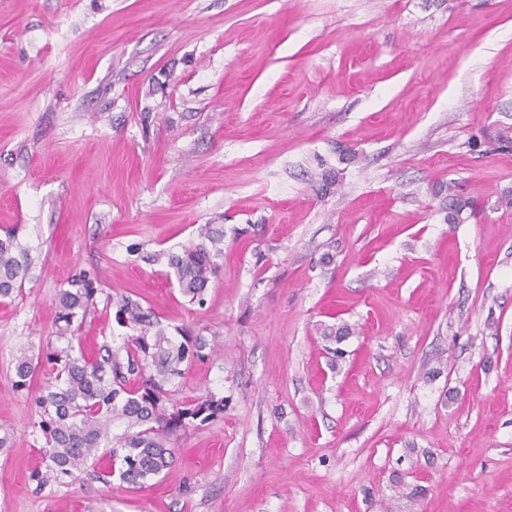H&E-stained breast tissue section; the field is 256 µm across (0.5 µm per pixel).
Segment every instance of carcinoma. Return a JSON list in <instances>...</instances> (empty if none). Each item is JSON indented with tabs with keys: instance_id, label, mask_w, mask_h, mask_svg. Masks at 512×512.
Segmentation results:
<instances>
[{
	"instance_id": "1",
	"label": "carcinoma",
	"mask_w": 512,
	"mask_h": 512,
	"mask_svg": "<svg viewBox=\"0 0 512 512\" xmlns=\"http://www.w3.org/2000/svg\"><path fill=\"white\" fill-rule=\"evenodd\" d=\"M223 258L222 224L201 225L178 252L162 249L143 256L148 264L165 265L180 294L200 307ZM33 268L30 248L15 232L0 236V300L22 293ZM98 293L91 273L74 275L56 294L61 345L43 358L22 352L12 360L14 389L30 395L38 415L29 427L45 460V470L31 474L39 488L50 481L72 482L75 472L89 465L109 491L114 478L140 490L172 465L180 433L224 412V398L212 394L187 403L174 400L175 381L192 362L206 357L209 343L189 333L179 341L168 335L155 312L132 293L107 298L116 326L124 330L122 343L105 336L96 350L85 351L79 331ZM43 363L51 365L53 376L33 393ZM118 421L125 430L113 437L112 424Z\"/></svg>"
}]
</instances>
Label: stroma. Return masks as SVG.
<instances>
[{
  "label": "stroma",
  "instance_id": "stroma-1",
  "mask_svg": "<svg viewBox=\"0 0 512 512\" xmlns=\"http://www.w3.org/2000/svg\"><path fill=\"white\" fill-rule=\"evenodd\" d=\"M203 224L198 306L141 256ZM8 228L0 512H512V0H0ZM82 270L85 347L126 292L211 345L176 398L224 412L141 490L30 479L11 359ZM30 248L23 245L13 231L0 236V300L12 299L22 293L27 281L34 277Z\"/></svg>",
  "mask_w": 512,
  "mask_h": 512
}]
</instances>
